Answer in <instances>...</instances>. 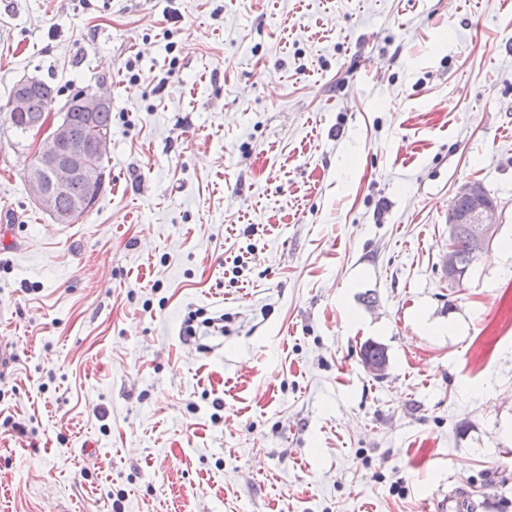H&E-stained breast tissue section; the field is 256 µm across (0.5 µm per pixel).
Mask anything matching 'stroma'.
Segmentation results:
<instances>
[{
	"instance_id": "obj_1",
	"label": "stroma",
	"mask_w": 512,
	"mask_h": 512,
	"mask_svg": "<svg viewBox=\"0 0 512 512\" xmlns=\"http://www.w3.org/2000/svg\"><path fill=\"white\" fill-rule=\"evenodd\" d=\"M24 75L112 99L71 224ZM1 342L0 512H512V0H0ZM464 202L465 210L459 211L464 208ZM495 210V201L481 182L468 181L458 187L449 213L448 248L442 256V269L450 288L462 287L470 267L490 250L497 234L493 221ZM461 230L467 238L465 255L459 254L453 244ZM464 235L456 239L461 253H465Z\"/></svg>"
}]
</instances>
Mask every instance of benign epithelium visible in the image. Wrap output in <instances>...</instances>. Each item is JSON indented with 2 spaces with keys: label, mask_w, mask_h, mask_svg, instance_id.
<instances>
[{
  "label": "benign epithelium",
  "mask_w": 512,
  "mask_h": 512,
  "mask_svg": "<svg viewBox=\"0 0 512 512\" xmlns=\"http://www.w3.org/2000/svg\"><path fill=\"white\" fill-rule=\"evenodd\" d=\"M40 84L41 80L36 76L20 78L7 103V112L14 119H24L26 130L37 135L35 161L25 178L29 195L57 223L71 224L94 203L97 183L101 178L97 159L107 154L110 139L99 130L85 138L74 137L68 114L56 122L44 114L27 119L30 95ZM78 104L84 117L91 121L96 113L110 108L111 99L99 90L83 95ZM76 182L85 185L84 196L63 205L71 185ZM460 201L466 203L463 211L458 209ZM495 210V201L481 182L468 181L458 187L455 205L449 213L448 248L442 256V269L448 286L462 287L470 267L490 250L497 234ZM461 232L467 238L464 255L459 254L454 246V240Z\"/></svg>",
  "instance_id": "1"
}]
</instances>
